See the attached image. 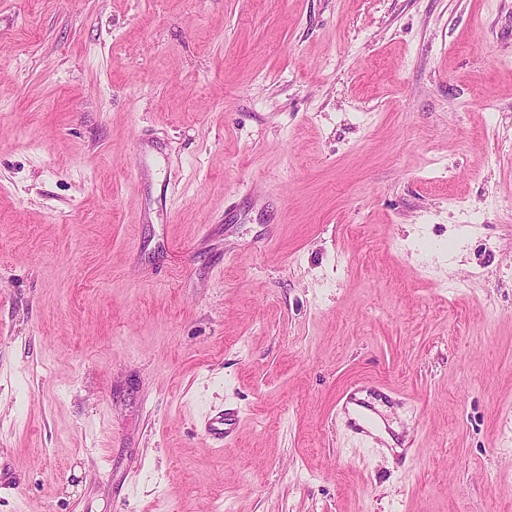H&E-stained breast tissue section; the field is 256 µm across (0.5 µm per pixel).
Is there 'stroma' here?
<instances>
[{
  "mask_svg": "<svg viewBox=\"0 0 512 512\" xmlns=\"http://www.w3.org/2000/svg\"><path fill=\"white\" fill-rule=\"evenodd\" d=\"M220 499L512 512V0H0V512ZM355 390L356 386L349 388V393L347 392V401H346V407L347 404H355L362 408V410L359 411L358 414V421L355 419L350 418V424L351 426L358 431L360 434H369V428L373 426L374 417L373 414H375L374 408L367 404L364 401H360L355 396ZM239 419L238 411L226 409L215 414H209L201 422L200 427L205 436L215 445L223 448L233 435Z\"/></svg>",
  "mask_w": 512,
  "mask_h": 512,
  "instance_id": "obj_1",
  "label": "stroma"
}]
</instances>
